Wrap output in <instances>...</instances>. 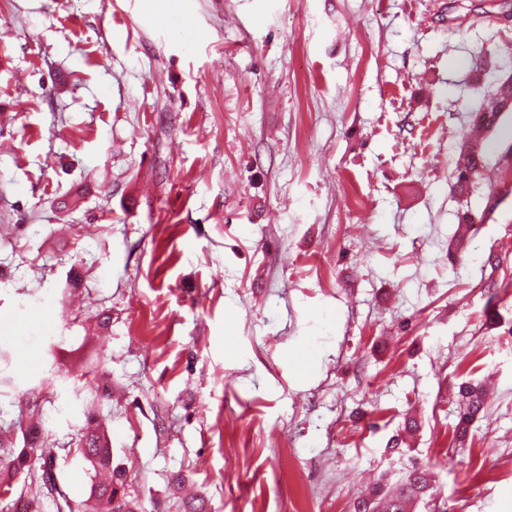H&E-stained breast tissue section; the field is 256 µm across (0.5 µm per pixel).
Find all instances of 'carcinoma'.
Returning a JSON list of instances; mask_svg holds the SVG:
<instances>
[{
	"instance_id": "obj_1",
	"label": "carcinoma",
	"mask_w": 512,
	"mask_h": 512,
	"mask_svg": "<svg viewBox=\"0 0 512 512\" xmlns=\"http://www.w3.org/2000/svg\"><path fill=\"white\" fill-rule=\"evenodd\" d=\"M512 112V76L502 80L495 88L492 103L473 113L472 125L479 135L463 140L454 172L453 189L461 196L479 189L486 167L487 140L495 131L504 114ZM476 232L475 221L469 211L458 214L457 233L449 250V256L458 258ZM58 380L55 368L38 384L26 390L25 409L16 418L0 424V493L9 497L0 499V512H10L16 502V492H26L36 486L27 501L31 512H40L43 492L53 495L57 512H144L140 501L131 496L126 488L123 469L113 464L112 448L107 430L95 412L86 415L75 440L57 442L56 447L66 454L76 453L87 462L92 475L91 489L87 498L72 497L59 477H51L45 466L53 463L54 454L45 452L50 447L46 435L42 411L37 408L38 395L53 393ZM459 410L455 431L457 440L466 439L470 426L485 409V393L480 383L463 382L459 385ZM434 487L426 470L412 463L405 477L391 489L375 485L355 505L356 512H407V507L429 504Z\"/></svg>"
}]
</instances>
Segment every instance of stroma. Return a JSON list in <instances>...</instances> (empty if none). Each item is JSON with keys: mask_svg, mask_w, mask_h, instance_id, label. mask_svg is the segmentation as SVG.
I'll return each instance as SVG.
<instances>
[{"mask_svg": "<svg viewBox=\"0 0 512 512\" xmlns=\"http://www.w3.org/2000/svg\"><path fill=\"white\" fill-rule=\"evenodd\" d=\"M508 74L493 0H0V420L50 363L42 316L68 349L49 440L94 407L157 512L185 483L207 512H354L414 462L447 512H505L512 112L485 185L451 184ZM465 377L490 388L461 448ZM472 215L473 214H471L469 210L458 214L456 237L448 253L450 258H453L454 260L458 259L459 254L466 250L471 237L477 230V228H475V224L477 223L474 221ZM470 231L472 233H470Z\"/></svg>", "mask_w": 512, "mask_h": 512, "instance_id": "obj_1", "label": "stroma"}]
</instances>
